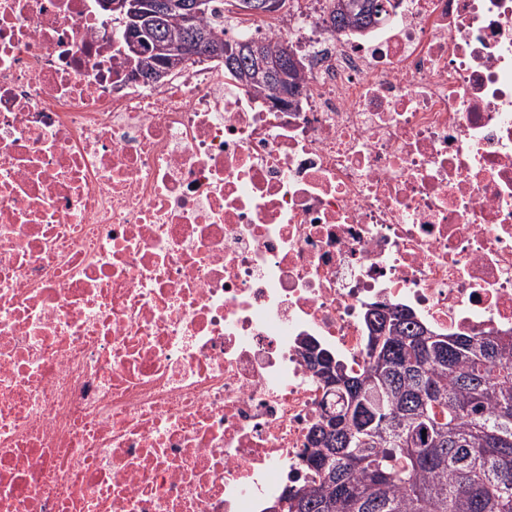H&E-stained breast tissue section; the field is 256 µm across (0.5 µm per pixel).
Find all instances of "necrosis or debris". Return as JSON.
I'll use <instances>...</instances> for the list:
<instances>
[{"label": "necrosis or debris", "mask_w": 512, "mask_h": 512, "mask_svg": "<svg viewBox=\"0 0 512 512\" xmlns=\"http://www.w3.org/2000/svg\"><path fill=\"white\" fill-rule=\"evenodd\" d=\"M333 0L236 28L299 109L136 76L97 0H0V512H266L364 314L512 328V0ZM343 0H334L336 2V7L332 11L330 15V24L333 25L334 28H352V24H360L357 29H364L368 26L376 23L384 13V3H390L389 0H363L373 3L368 9L364 8H355L350 12H342L338 5Z\"/></svg>", "instance_id": "necrosis-or-debris-1"}]
</instances>
